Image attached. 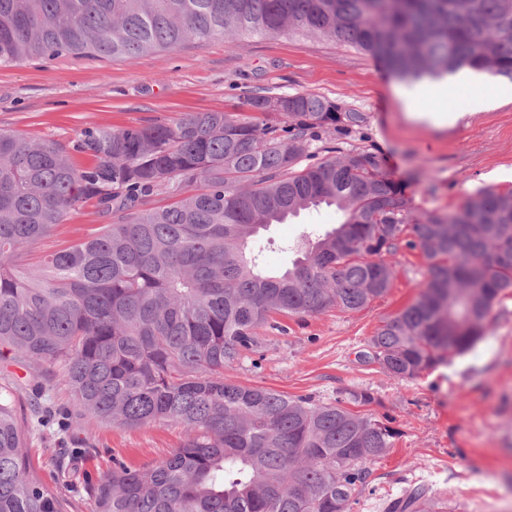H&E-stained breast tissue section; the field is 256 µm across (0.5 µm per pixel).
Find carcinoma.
I'll return each mask as SVG.
<instances>
[{
  "label": "carcinoma",
  "mask_w": 512,
  "mask_h": 512,
  "mask_svg": "<svg viewBox=\"0 0 512 512\" xmlns=\"http://www.w3.org/2000/svg\"><path fill=\"white\" fill-rule=\"evenodd\" d=\"M314 37L364 51L401 79L460 70L512 80V0H0V67L62 54L90 59L175 50L224 35ZM282 126L260 121L270 103ZM247 112L80 131L73 166L57 143L0 130V347L29 368L35 394L58 366L76 410L128 428L181 426L186 439L138 470L120 462L92 484L96 512H349L365 465L397 432L347 405L224 380L277 313L358 311L395 278L384 259L420 251L429 278L385 319L366 357L414 379L485 334L512 289V190H481L456 211L416 213L368 151L320 157L313 130L363 116L311 93L252 95ZM304 159L314 163L301 166ZM167 194L163 207L150 198ZM86 198L113 219L93 238L25 257ZM323 205L342 214L283 251L268 271L260 231ZM0 378V512H65L26 451L31 423ZM389 512H431L425 489Z\"/></svg>",
  "instance_id": "obj_1"
}]
</instances>
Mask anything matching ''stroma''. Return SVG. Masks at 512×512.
Wrapping results in <instances>:
<instances>
[{
    "instance_id": "35a3bbf8",
    "label": "stroma",
    "mask_w": 512,
    "mask_h": 512,
    "mask_svg": "<svg viewBox=\"0 0 512 512\" xmlns=\"http://www.w3.org/2000/svg\"><path fill=\"white\" fill-rule=\"evenodd\" d=\"M255 93H314L363 113L359 127L318 130L320 145L375 153L386 173L405 185L416 212L448 213L479 190L512 189V80L462 70L406 82L375 57L301 36L224 37L115 60L64 55L1 67L0 129L67 147L86 128L240 112ZM429 112L461 118L439 128L426 120ZM340 220L336 208L323 206L271 225L260 234L265 267H287L280 244L305 225L331 228ZM105 222L96 200L80 202L49 243L67 247L95 236ZM388 261L395 280L385 295L353 312L278 315L279 329H259L256 351L225 365L224 379L320 402L349 391L373 395L362 414L398 435L386 456L368 464L351 512H387L392 500L419 484L435 512H512V294L496 304L474 349L400 380L363 355L381 322L416 300L428 265L419 251L404 247ZM49 395L54 412L32 417L28 452L51 486L58 481L51 460L64 454L71 512H95L88 487L113 461L138 469L185 439L177 425L127 428L90 415L66 432L57 414L72 409V390L57 377Z\"/></svg>"
}]
</instances>
